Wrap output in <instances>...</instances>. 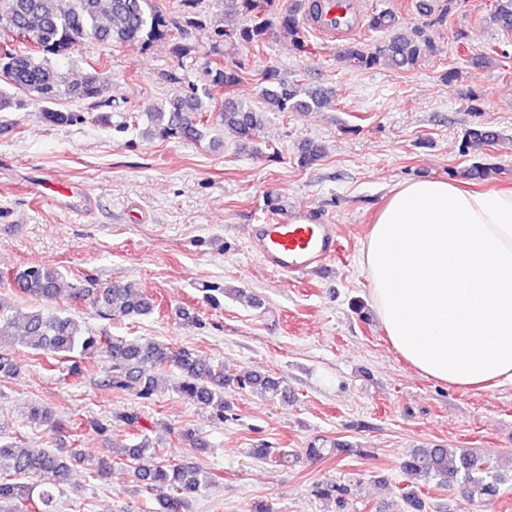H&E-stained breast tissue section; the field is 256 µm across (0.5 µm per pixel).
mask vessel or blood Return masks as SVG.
I'll return each mask as SVG.
<instances>
[{"mask_svg": "<svg viewBox=\"0 0 512 512\" xmlns=\"http://www.w3.org/2000/svg\"><path fill=\"white\" fill-rule=\"evenodd\" d=\"M365 9V0H342L336 12L306 17L305 24L324 40H345L361 34ZM253 241L265 263L287 277L321 271L339 248L336 225L306 209L268 216L255 227Z\"/></svg>", "mask_w": 512, "mask_h": 512, "instance_id": "vessel-or-blood-1", "label": "vessel or blood"}]
</instances>
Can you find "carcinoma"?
Returning a JSON list of instances; mask_svg holds the SVG:
<instances>
[{"label":"carcinoma","instance_id":"obj_1","mask_svg":"<svg viewBox=\"0 0 512 512\" xmlns=\"http://www.w3.org/2000/svg\"><path fill=\"white\" fill-rule=\"evenodd\" d=\"M306 0H296L288 12L278 9L277 0H225L224 10L242 18V23L218 26L214 34L231 46L258 47L270 31L282 30L291 36L300 52H307V41L298 14ZM493 17L498 26L512 32V0H494ZM0 18L22 40L19 49L0 47V112L18 104L20 94H34L43 103L44 119L56 125L77 120L74 112L56 108L61 100L97 99L108 90L101 68L93 65L79 79L58 65L70 59L76 44L74 36L89 37L110 46L131 42L150 44L168 35V22L151 0H0ZM368 28L389 34L381 47L361 42L348 46L343 58L364 69L410 70L433 51L427 34L429 24L411 33L399 31V17L391 10L374 12ZM245 63L219 66L208 71V87L190 84L162 103L148 108L146 136L161 141H199L203 127L216 123L231 130L244 149L263 129L268 114H296L328 107L336 93L320 85L304 87L280 76L275 69L263 74L264 86L259 104L252 106L235 96L243 79ZM500 134L484 127L470 130L465 142L473 146H495ZM323 147L304 144L297 163L306 168L323 157ZM63 279L58 268L30 266L8 278L11 294L0 293V340L9 339L42 358H73L89 351L102 352L108 362L105 386L141 400L161 394L165 373L178 372L176 393L200 408H211L214 419L224 422V388L237 387L269 400H288L292 392L284 381L251 371L243 377L224 373V365L199 358L187 349L151 337L130 341L122 336L97 335L77 318L61 312L32 307L17 314L15 300L22 296L51 300ZM92 294L93 302L107 317H149L158 307L148 295L129 285L106 288H75L73 296ZM10 429L0 420V512H15L16 504L35 503V512H53L55 491L67 483L71 470L66 457L50 450H29L6 440ZM133 439L120 451L97 462L95 473L103 477L118 459L132 468L135 493L146 492L155 501L153 512H187L190 501L213 481L212 474L192 466L157 460L155 445L148 435L132 433ZM415 480L434 481L448 486L468 501L484 505L500 495L502 477L479 453L429 448L409 456L402 465Z\"/></svg>","mask_w":512,"mask_h":512}]
</instances>
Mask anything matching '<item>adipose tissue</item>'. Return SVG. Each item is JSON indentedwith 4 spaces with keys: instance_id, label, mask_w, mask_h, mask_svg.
I'll return each instance as SVG.
<instances>
[{
    "instance_id": "obj_1",
    "label": "adipose tissue",
    "mask_w": 512,
    "mask_h": 512,
    "mask_svg": "<svg viewBox=\"0 0 512 512\" xmlns=\"http://www.w3.org/2000/svg\"><path fill=\"white\" fill-rule=\"evenodd\" d=\"M362 260L403 360L460 390L512 382V190L398 184Z\"/></svg>"
}]
</instances>
